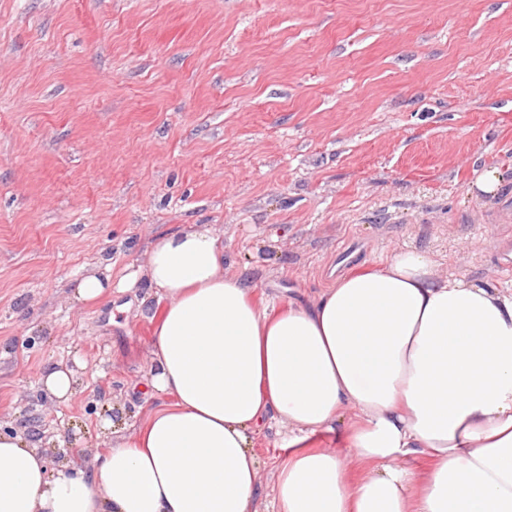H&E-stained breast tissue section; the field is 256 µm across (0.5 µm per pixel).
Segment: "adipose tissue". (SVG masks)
Instances as JSON below:
<instances>
[{
	"label": "adipose tissue",
	"mask_w": 512,
	"mask_h": 512,
	"mask_svg": "<svg viewBox=\"0 0 512 512\" xmlns=\"http://www.w3.org/2000/svg\"><path fill=\"white\" fill-rule=\"evenodd\" d=\"M142 284L163 305L141 390L168 404L54 472L0 431V512H251L270 421L287 430L277 512H512V291L400 249L268 310L216 231L181 228L71 294ZM407 457L418 466H396Z\"/></svg>",
	"instance_id": "1"
}]
</instances>
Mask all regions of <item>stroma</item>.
I'll return each mask as SVG.
<instances>
[{
    "label": "stroma",
    "instance_id": "35a3bbf8",
    "mask_svg": "<svg viewBox=\"0 0 512 512\" xmlns=\"http://www.w3.org/2000/svg\"><path fill=\"white\" fill-rule=\"evenodd\" d=\"M190 224L269 306L329 288L344 248L512 289V0H0V429L84 466L162 405L132 390L154 292H70ZM284 433L253 441L252 512ZM110 288H112L110 275L100 276L93 272L80 278L72 288L71 294L79 303H96L109 295ZM76 380L67 368L50 369L42 375L43 389L59 403H66L75 391Z\"/></svg>",
    "mask_w": 512,
    "mask_h": 512
}]
</instances>
